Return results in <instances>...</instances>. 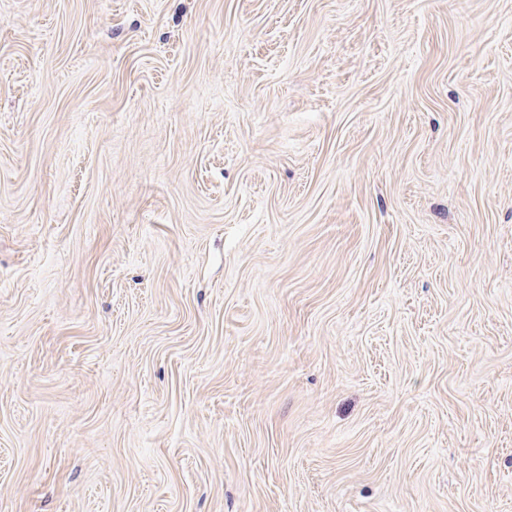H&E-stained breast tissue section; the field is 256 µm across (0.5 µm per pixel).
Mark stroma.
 I'll return each instance as SVG.
<instances>
[{"instance_id":"35a3bbf8","label":"stroma","mask_w":512,"mask_h":512,"mask_svg":"<svg viewBox=\"0 0 512 512\" xmlns=\"http://www.w3.org/2000/svg\"><path fill=\"white\" fill-rule=\"evenodd\" d=\"M0 512H512V0H0Z\"/></svg>"}]
</instances>
